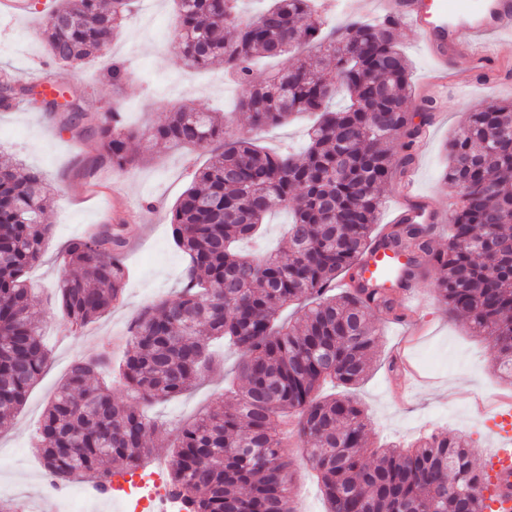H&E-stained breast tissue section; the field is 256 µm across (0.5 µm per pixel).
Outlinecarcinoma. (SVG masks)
<instances>
[{
	"label": "carcinoma",
	"mask_w": 512,
	"mask_h": 512,
	"mask_svg": "<svg viewBox=\"0 0 512 512\" xmlns=\"http://www.w3.org/2000/svg\"><path fill=\"white\" fill-rule=\"evenodd\" d=\"M174 52L190 70L216 62L242 89L235 111L250 129L297 115L315 120L306 146L270 152L248 135H231L224 116L181 107L143 133L160 146L207 148L210 158L170 212L171 235L187 256L175 301L133 317L119 365L123 386L144 406L180 395L209 367V343L240 351L236 386L171 443L168 492L184 512H295L293 459L276 431L288 419L296 447L316 472L327 512H484L486 464L465 436L432 434L417 445L368 448L369 421L349 390L376 354L377 313L400 320L396 289L368 288L360 268L369 247L410 257L400 287L432 272L438 296L464 316L512 381V102L469 113L450 141L444 175L458 197L448 244L429 246L431 226L400 222L377 228L384 185L411 160L422 136L409 111L407 61L395 24L352 22L326 29L315 0H269L254 17L237 0H173ZM136 0H57L42 36L51 59L79 65L103 54ZM316 52L253 83L255 67ZM340 90L349 105L334 109ZM19 99L40 104L62 125L99 138L103 159L124 169L136 132L114 107L96 127L79 100L61 106L37 98L36 86L0 74V108ZM401 152L392 144L400 138ZM53 199L42 174L0 166V421L24 404L48 361L25 274L51 239L43 215ZM292 212L290 251L258 258L234 250L266 216ZM124 225L101 224L62 251L73 271L59 283L62 318L77 333L124 296ZM349 277L336 294V277ZM296 306L284 322L283 308ZM111 353L76 361L49 401L36 435L46 470L112 483L108 460L144 467L146 435L158 431L144 412L116 399L101 375ZM342 388L323 395V384Z\"/></svg>",
	"instance_id": "obj_1"
}]
</instances>
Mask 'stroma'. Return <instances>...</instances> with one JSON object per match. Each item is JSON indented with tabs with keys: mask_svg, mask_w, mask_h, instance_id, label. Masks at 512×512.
<instances>
[{
	"mask_svg": "<svg viewBox=\"0 0 512 512\" xmlns=\"http://www.w3.org/2000/svg\"><path fill=\"white\" fill-rule=\"evenodd\" d=\"M54 5V0H30V13L11 21L9 30L0 33V71L24 79L31 67L44 61L38 31ZM173 18L172 0H144L103 55L83 67H54L57 88L78 96L95 118L119 108L129 128L139 132L163 123L169 112L182 105L205 112L233 111L237 96L223 65L186 70L171 42H160L147 28L152 22L170 31ZM396 39L409 62L413 121L428 133L427 141L412 149L408 175L419 195L449 214L456 201L443 179L448 164L443 146L469 112L495 99L512 98V37L494 44L498 63L484 72L479 82L465 90L452 84L432 95L425 92L423 84L431 62L416 32L397 27ZM116 61L124 64L129 74L119 89L113 87L109 76ZM132 146L141 161L120 171L101 159L98 138L72 137L38 106L22 101L0 109V163L9 159L41 170L56 190L53 207L44 217L53 227L52 238L27 274L49 360L23 406L0 426V498L17 503L22 512H43L45 499L39 480L43 465L34 437L71 363L123 336L143 307L176 299L183 286L181 271L186 257L169 237L168 213L191 185L196 170L207 163L210 152L179 147L150 151L139 140ZM116 177L121 178L124 192L122 218L128 227L140 231L128 250L130 276L125 300L89 323L82 333L69 336L59 309L57 284L64 270L58 252L68 240L112 221V180ZM422 285L421 335L405 336L397 323L379 316L374 319L377 354L367 378L354 392L370 420V443L375 448L406 446L432 432H466L476 456L484 457L491 445L484 420L475 419L470 425L448 422L440 413L449 403L470 408L481 398L507 406L512 401V385L496 374L488 341L474 335L467 320L449 316L434 290L433 276L423 278ZM400 343L405 344L422 377L414 391L401 397L392 388L393 375L388 369L391 353ZM212 350L218 361L212 372L182 395L147 407L148 419L168 436H175L180 428L213 409L225 379L232 377L238 352L220 342L213 343ZM289 454L294 461L291 489L298 512H325L321 489L309 465L297 448H290Z\"/></svg>",
	"mask_w": 512,
	"mask_h": 512,
	"instance_id": "obj_1",
	"label": "stroma"
}]
</instances>
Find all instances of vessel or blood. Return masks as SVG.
<instances>
[{"mask_svg": "<svg viewBox=\"0 0 512 512\" xmlns=\"http://www.w3.org/2000/svg\"><path fill=\"white\" fill-rule=\"evenodd\" d=\"M376 6L383 19L413 29L433 63L430 80L443 85L458 60L481 70L493 57L486 53L489 42L512 36V0H353L363 10ZM413 187H406L400 216L409 222L432 224L437 214L432 207L417 203ZM408 262L402 253L370 247L362 261V275L375 285L388 284ZM493 446L485 454L491 482L483 493L486 512H512V413L497 415Z\"/></svg>", "mask_w": 512, "mask_h": 512, "instance_id": "vessel-or-blood-1", "label": "vessel or blood"}]
</instances>
